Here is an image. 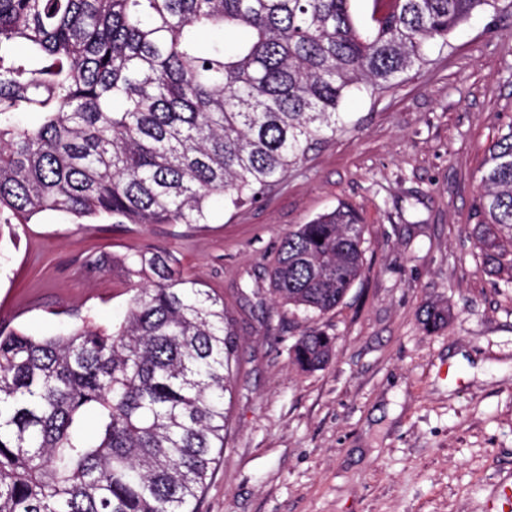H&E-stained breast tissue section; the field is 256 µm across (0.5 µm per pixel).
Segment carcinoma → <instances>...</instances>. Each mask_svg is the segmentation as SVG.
<instances>
[{
	"instance_id": "cac0c4a2",
	"label": "carcinoma",
	"mask_w": 512,
	"mask_h": 512,
	"mask_svg": "<svg viewBox=\"0 0 512 512\" xmlns=\"http://www.w3.org/2000/svg\"><path fill=\"white\" fill-rule=\"evenodd\" d=\"M0 0V223L44 214L206 224L256 203L343 131L345 97L386 93L503 0ZM482 265L512 272V125L472 209ZM349 205L282 240L272 293L324 314L364 271ZM131 285L121 320L35 337L0 322V512H197L224 454L237 340L220 296L168 249L91 251ZM333 337L293 346L325 366Z\"/></svg>"
}]
</instances>
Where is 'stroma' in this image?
Masks as SVG:
<instances>
[{"label":"stroma","mask_w":512,"mask_h":512,"mask_svg":"<svg viewBox=\"0 0 512 512\" xmlns=\"http://www.w3.org/2000/svg\"><path fill=\"white\" fill-rule=\"evenodd\" d=\"M345 129L267 198L215 201L205 224L46 214L0 227V318L52 336L108 325L129 293L92 250L154 245L223 296L241 368L226 448L198 512H512V277L484 269L471 205L491 144L512 128V14L476 17L393 90L351 95ZM347 203L365 273L333 311L274 301L269 271L297 225ZM445 311L435 328L428 310ZM335 339L321 369L290 349ZM333 348V337L317 329H311L293 346V361L302 370H317L331 359Z\"/></svg>","instance_id":"obj_1"}]
</instances>
